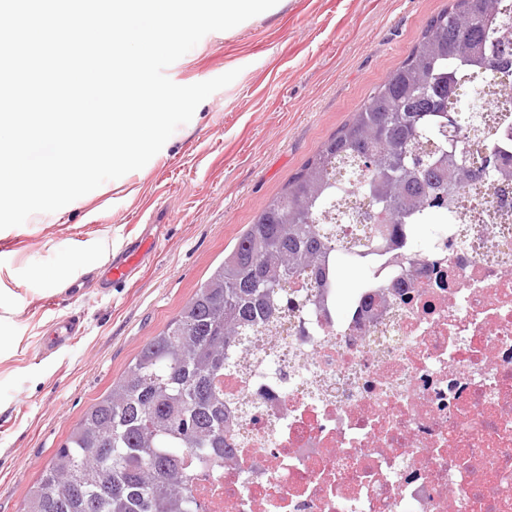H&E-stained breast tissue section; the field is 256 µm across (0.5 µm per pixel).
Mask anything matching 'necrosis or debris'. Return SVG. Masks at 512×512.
Instances as JSON below:
<instances>
[{"label":"necrosis or debris","instance_id":"1","mask_svg":"<svg viewBox=\"0 0 512 512\" xmlns=\"http://www.w3.org/2000/svg\"><path fill=\"white\" fill-rule=\"evenodd\" d=\"M250 350L228 353L230 462L191 460L205 512H512V190L480 183Z\"/></svg>","mask_w":512,"mask_h":512}]
</instances>
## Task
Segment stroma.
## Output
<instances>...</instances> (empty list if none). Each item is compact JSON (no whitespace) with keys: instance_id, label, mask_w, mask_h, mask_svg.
<instances>
[{"instance_id":"stroma-1","label":"stroma","mask_w":512,"mask_h":512,"mask_svg":"<svg viewBox=\"0 0 512 512\" xmlns=\"http://www.w3.org/2000/svg\"><path fill=\"white\" fill-rule=\"evenodd\" d=\"M448 3L279 0L207 34L167 76L239 75L145 167L0 230V512H18L71 427ZM147 224L161 239L151 263L134 282L94 290L105 271L97 252L123 250ZM75 252L85 266H70ZM73 314L82 336L46 353L52 323Z\"/></svg>"}]
</instances>
